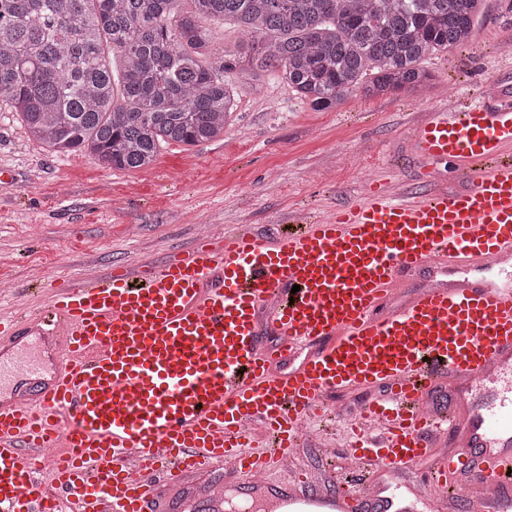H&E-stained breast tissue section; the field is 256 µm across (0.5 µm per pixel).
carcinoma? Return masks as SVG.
<instances>
[{"mask_svg":"<svg viewBox=\"0 0 512 512\" xmlns=\"http://www.w3.org/2000/svg\"><path fill=\"white\" fill-rule=\"evenodd\" d=\"M482 0H0V99L58 156L151 166L163 143L224 133V74L279 71L316 110L362 88L379 96L429 79V53L466 44ZM251 36L215 56L210 26Z\"/></svg>","mask_w":512,"mask_h":512,"instance_id":"cac0c4a2","label":"carcinoma"}]
</instances>
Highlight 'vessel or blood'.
I'll use <instances>...</instances> for the list:
<instances>
[{
    "label": "vessel or blood",
    "instance_id": "obj_1",
    "mask_svg": "<svg viewBox=\"0 0 512 512\" xmlns=\"http://www.w3.org/2000/svg\"><path fill=\"white\" fill-rule=\"evenodd\" d=\"M412 139L469 188L374 185L275 241L242 226L0 320V346L49 337L54 367L29 361L36 391L0 400V512H196L218 471L250 508L410 512L377 487L414 468L440 512L472 486L473 512H512V106L446 105ZM375 387L321 495L292 463L300 435L330 393Z\"/></svg>",
    "mask_w": 512,
    "mask_h": 512
}]
</instances>
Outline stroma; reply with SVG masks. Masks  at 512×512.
Masks as SVG:
<instances>
[{"label": "stroma", "instance_id": "35a3bbf8", "mask_svg": "<svg viewBox=\"0 0 512 512\" xmlns=\"http://www.w3.org/2000/svg\"><path fill=\"white\" fill-rule=\"evenodd\" d=\"M429 82L369 98L361 89L318 111L272 72L227 76L237 107L223 135L163 146L147 169L116 170L82 151L56 156L0 110V281L9 303H33L31 279L162 263L205 233L247 225L274 239L289 214L325 216L359 201L372 182L424 193L431 185L410 129L443 102L493 86L512 104V0H484L464 46L421 62Z\"/></svg>", "mask_w": 512, "mask_h": 512}]
</instances>
